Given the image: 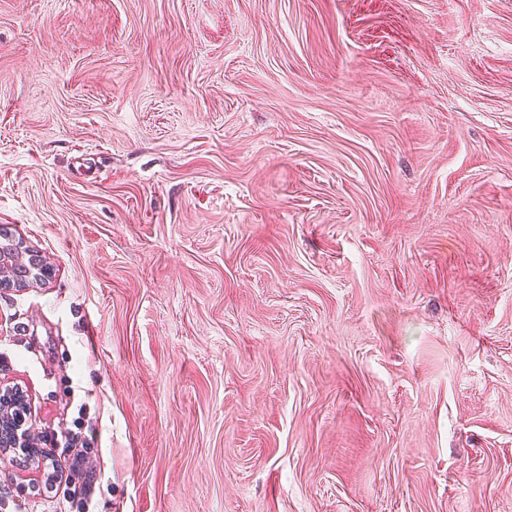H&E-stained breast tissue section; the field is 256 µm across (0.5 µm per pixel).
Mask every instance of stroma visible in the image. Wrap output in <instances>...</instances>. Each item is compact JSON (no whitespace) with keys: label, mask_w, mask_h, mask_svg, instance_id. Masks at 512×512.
<instances>
[{"label":"stroma","mask_w":512,"mask_h":512,"mask_svg":"<svg viewBox=\"0 0 512 512\" xmlns=\"http://www.w3.org/2000/svg\"><path fill=\"white\" fill-rule=\"evenodd\" d=\"M0 512H512V0H0ZM34 275V276H33ZM51 275V268L38 255L30 254L26 261L20 258L15 247L0 249V290H20L35 281ZM27 410L25 396L18 388L0 387V446L10 447L13 444L12 429L14 425L23 421ZM23 422L17 428V435L23 438L26 429Z\"/></svg>","instance_id":"1"}]
</instances>
